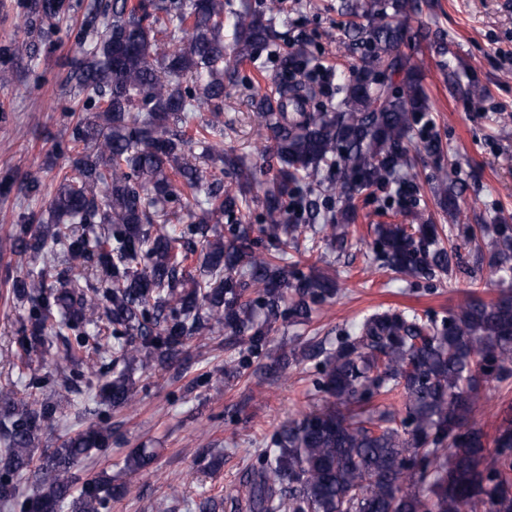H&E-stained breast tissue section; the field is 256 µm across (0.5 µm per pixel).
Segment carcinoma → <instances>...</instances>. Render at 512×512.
<instances>
[{
	"instance_id": "1",
	"label": "carcinoma",
	"mask_w": 512,
	"mask_h": 512,
	"mask_svg": "<svg viewBox=\"0 0 512 512\" xmlns=\"http://www.w3.org/2000/svg\"><path fill=\"white\" fill-rule=\"evenodd\" d=\"M228 0H95L80 23L67 81L86 94L71 127L56 193L39 213L24 215L7 239L20 264L4 280L24 308L21 357H42L62 338L69 374L33 376L27 387L51 390L18 401L0 391V512H111L122 495L112 475L77 485L72 470L105 452L112 424L101 417L57 448L35 456L40 436L63 416L84 376L82 354L112 359L101 371L99 403L127 408L136 398L131 370L180 362L196 336L224 333V371L239 374L259 359L267 374L315 361L321 404L284 421L263 462L231 499L236 512H512V403L501 408L492 441L475 425L487 385L512 378V290L471 297L441 321L388 309L343 331L331 347L314 337L271 349L278 321L306 323L337 293L332 275L283 261L311 231L332 250L348 242L354 195L396 186L406 206L417 187L406 181L414 156L410 133L430 110L416 66L401 47L413 38L408 21L420 0H349L351 37L370 49V62L337 83L336 105L310 111L314 87L286 83L255 100L268 132L262 152L276 160L273 176L254 193L255 170L209 135L224 125L229 60L256 61L271 46L277 0L226 10ZM67 0H32L28 34L69 11ZM107 18L104 27L99 17ZM232 19L231 41L224 19ZM35 39L11 44L9 55L33 57ZM311 62L301 43L286 68ZM402 76L394 86L388 76ZM452 95L481 92L448 70ZM207 107L212 118L197 121ZM229 170L233 185L205 163ZM19 190L43 196L37 172ZM463 244L447 248L442 230L413 211V224H379L374 260L408 277L449 276L461 246L486 248L490 282L512 269V225L474 228L460 207L455 172L432 186ZM261 209L259 228L246 211ZM227 220L222 235L210 221ZM201 245L199 275L186 262ZM67 267L54 274L55 259ZM156 460L140 448L124 468Z\"/></svg>"
}]
</instances>
